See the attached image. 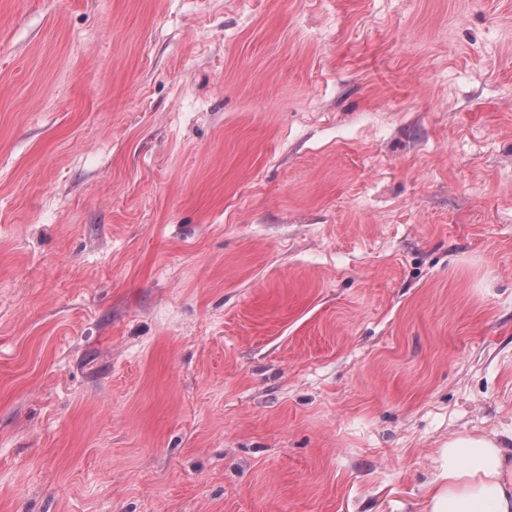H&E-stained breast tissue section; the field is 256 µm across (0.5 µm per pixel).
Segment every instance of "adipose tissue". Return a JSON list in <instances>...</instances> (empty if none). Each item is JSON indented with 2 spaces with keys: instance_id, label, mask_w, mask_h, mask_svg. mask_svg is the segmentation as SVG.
Listing matches in <instances>:
<instances>
[{
  "instance_id": "adipose-tissue-1",
  "label": "adipose tissue",
  "mask_w": 512,
  "mask_h": 512,
  "mask_svg": "<svg viewBox=\"0 0 512 512\" xmlns=\"http://www.w3.org/2000/svg\"><path fill=\"white\" fill-rule=\"evenodd\" d=\"M427 498L430 512H512V449L483 435L449 439Z\"/></svg>"
}]
</instances>
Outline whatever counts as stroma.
<instances>
[{"label":"stroma","mask_w":512,"mask_h":512,"mask_svg":"<svg viewBox=\"0 0 512 512\" xmlns=\"http://www.w3.org/2000/svg\"><path fill=\"white\" fill-rule=\"evenodd\" d=\"M512 448V0H0V512H428ZM427 498L429 512H511L512 449L483 435L449 439Z\"/></svg>","instance_id":"obj_1"}]
</instances>
